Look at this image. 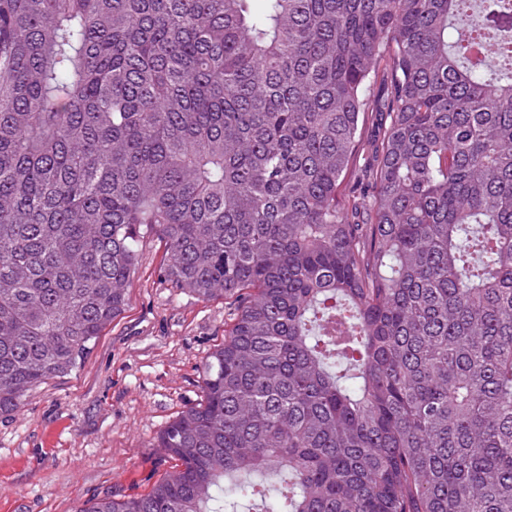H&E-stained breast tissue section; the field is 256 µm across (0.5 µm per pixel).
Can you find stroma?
Wrapping results in <instances>:
<instances>
[{
	"label": "stroma",
	"mask_w": 512,
	"mask_h": 512,
	"mask_svg": "<svg viewBox=\"0 0 512 512\" xmlns=\"http://www.w3.org/2000/svg\"><path fill=\"white\" fill-rule=\"evenodd\" d=\"M166 258L161 237L146 232L125 311L76 370L0 416V512H77L97 497H138L170 469L156 437L200 403L203 365L234 305L171 287Z\"/></svg>",
	"instance_id": "obj_1"
}]
</instances>
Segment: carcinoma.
<instances>
[{
	"instance_id": "carcinoma-1",
	"label": "carcinoma",
	"mask_w": 512,
	"mask_h": 512,
	"mask_svg": "<svg viewBox=\"0 0 512 512\" xmlns=\"http://www.w3.org/2000/svg\"><path fill=\"white\" fill-rule=\"evenodd\" d=\"M148 229L235 313L173 469L79 512H512V0H0V414Z\"/></svg>"
}]
</instances>
